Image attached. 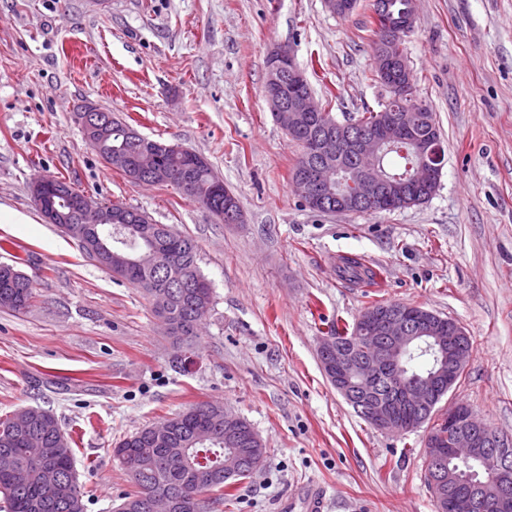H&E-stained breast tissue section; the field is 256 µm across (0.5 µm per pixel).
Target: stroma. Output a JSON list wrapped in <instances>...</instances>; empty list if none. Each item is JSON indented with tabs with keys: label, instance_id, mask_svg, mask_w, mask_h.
I'll list each match as a JSON object with an SVG mask.
<instances>
[{
	"label": "stroma",
	"instance_id": "obj_1",
	"mask_svg": "<svg viewBox=\"0 0 512 512\" xmlns=\"http://www.w3.org/2000/svg\"><path fill=\"white\" fill-rule=\"evenodd\" d=\"M403 41L416 96L441 129L445 164L426 203L380 214L307 208L291 178L300 153L264 97L266 58L291 50L337 121L379 110L373 0L347 16L325 0H0V265L31 280L33 305L0 309V416L51 410L70 433L86 512H113L132 484L112 449L198 402L247 420L260 471L216 512H433L429 427L379 431L326 378L332 322L372 301L423 305L473 341L444 405L468 404L512 436V0H416ZM93 102L141 134L205 157L247 221L224 224L171 185L105 166L76 110ZM58 176L102 202L139 208L193 238L214 303L196 359L173 368L142 290L112 277L47 223L32 181ZM377 271L372 290L341 257ZM339 276L350 283L358 284L373 281L376 273L367 267L358 257H344L339 266Z\"/></svg>",
	"mask_w": 512,
	"mask_h": 512
}]
</instances>
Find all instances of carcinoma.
I'll use <instances>...</instances> for the list:
<instances>
[{
	"label": "carcinoma",
	"mask_w": 512,
	"mask_h": 512,
	"mask_svg": "<svg viewBox=\"0 0 512 512\" xmlns=\"http://www.w3.org/2000/svg\"><path fill=\"white\" fill-rule=\"evenodd\" d=\"M101 120L95 125L98 138L103 140L101 159L111 168L122 172L136 182L139 176L127 167L122 156L139 148L136 130L114 116V113L97 109ZM414 163L413 148L389 150L382 164L389 177L407 182L409 166ZM160 168L175 174L184 172L192 182L195 192L186 197L200 204L209 212L224 207L226 195H210V186L219 180L211 165L201 160L192 150L175 152L163 149L159 153ZM140 209L126 207L121 213L112 214V224L103 231L109 239L127 238L120 248L128 252L142 249L140 238L130 236L123 226L135 222ZM150 232L162 244L188 242L186 250H174V267L165 272L154 269L145 260L130 272L105 256L93 257L101 267L141 289L149 296L155 291H165L171 296L169 308L163 318L169 325L167 334L177 345L194 349L201 324L199 310L213 305L211 282L201 273L197 263V245L188 236L175 233L166 224H150ZM339 276L350 283L372 281L376 273L358 257H345L339 266ZM33 299L30 279L11 266L0 265V308L22 312L29 308ZM433 354L417 347L408 355L406 374L424 372L425 366H433ZM32 423L28 434L42 440L44 460L53 464L58 481L53 486L44 483L42 461L28 455L24 439L9 431L11 416L0 417V458L8 457L24 472L25 479L13 481L0 471V494L3 495L7 512H85L84 496L87 491L79 484L74 467L72 448L66 433L58 427L55 415L44 408H24ZM209 417L215 421L224 419V412L203 402L190 406L186 411L168 419L167 434L162 438L151 435L148 428L124 436L112 448L113 457L122 460L126 455L137 460V469L131 474L136 490L127 494L117 512H145L146 500L158 493L169 495L173 512H210L209 506L231 500V486L224 483L221 464L234 450L224 446V434L213 440L199 443L194 433L200 421Z\"/></svg>",
	"instance_id": "obj_1"
}]
</instances>
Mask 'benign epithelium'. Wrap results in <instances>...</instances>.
<instances>
[{
	"mask_svg": "<svg viewBox=\"0 0 512 512\" xmlns=\"http://www.w3.org/2000/svg\"><path fill=\"white\" fill-rule=\"evenodd\" d=\"M415 0H404L399 10L389 0H374V15L384 23L374 44V67L383 81L394 82L393 95L380 112L378 126L355 130L346 125L335 132L330 126L306 142L310 164L299 174L295 189L303 202L316 210L334 213L361 211L380 214L408 205L406 188L388 179L378 159L388 144L408 142L417 156L411 169L409 185L415 188L440 184L444 149L437 139L419 134L422 122L419 104L410 100L411 69L396 50L401 38L415 25ZM269 79L265 99L277 121L290 128L302 124L306 115L318 111V104L307 90L304 72L298 68L291 51L285 47L272 50L267 58ZM341 154L351 156L354 164L347 168V186L332 180L336 172L332 159ZM135 167L146 174L158 168V152L147 142L140 149ZM33 196L44 215L53 224L68 222L59 210L53 179L43 177L32 184ZM68 204L76 211L88 239L97 236L96 227L112 223V206L103 205L86 196ZM446 357L440 368L427 377H412L399 382L388 398L377 395L379 382L401 368L403 356L423 337ZM358 350L349 354L334 336L320 341L322 368L334 387L348 403L385 432H407L418 428L408 416L427 403H439L457 386L460 375L470 360L468 336L463 327L451 319L412 306L367 309L356 321ZM356 357L365 381L352 383L347 369ZM241 418L224 411V425L204 423L196 431L198 440L206 441L214 429L224 428V444L238 445ZM442 424L448 432L425 441L424 454L433 464L431 483L442 512H481L492 506L496 512H512V436L485 427L472 410L459 403L442 413ZM248 473L257 472L264 464L263 441L257 433L249 437ZM471 458L482 462L487 481L468 488L461 487L458 473L447 466L454 458Z\"/></svg>",
	"mask_w": 512,
	"mask_h": 512,
	"instance_id": "1",
	"label": "benign epithelium"
}]
</instances>
